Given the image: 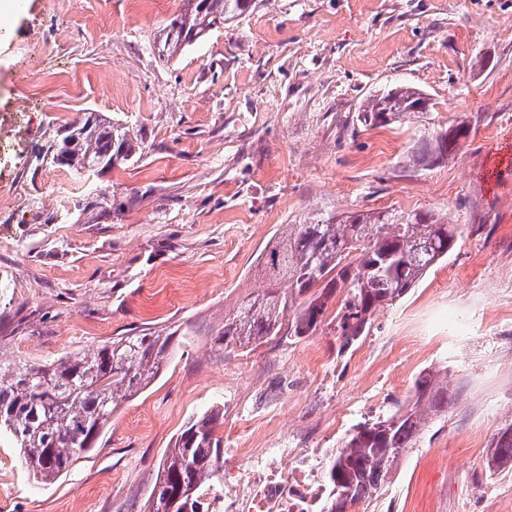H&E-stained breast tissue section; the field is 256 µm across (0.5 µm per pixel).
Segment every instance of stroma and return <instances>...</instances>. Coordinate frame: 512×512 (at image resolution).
<instances>
[{"instance_id": "35a3bbf8", "label": "stroma", "mask_w": 512, "mask_h": 512, "mask_svg": "<svg viewBox=\"0 0 512 512\" xmlns=\"http://www.w3.org/2000/svg\"><path fill=\"white\" fill-rule=\"evenodd\" d=\"M14 2L0 107L32 95L39 113L0 196V359L176 336L170 363L53 483L1 438L0 512H146L192 418L223 411L228 448H337L437 369L453 401L366 512H512V469L487 468L512 419V0H254L168 61L157 40L184 0ZM400 84L430 98L425 121L357 124ZM89 112L133 129L132 161L84 176L52 164ZM461 122L443 164L405 160L425 125ZM388 209L437 214L461 237L351 346L330 325L219 343L282 225Z\"/></svg>"}]
</instances>
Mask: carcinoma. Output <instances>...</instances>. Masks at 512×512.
<instances>
[{
  "mask_svg": "<svg viewBox=\"0 0 512 512\" xmlns=\"http://www.w3.org/2000/svg\"><path fill=\"white\" fill-rule=\"evenodd\" d=\"M159 36V56L170 60L206 32L247 14L253 0H186ZM418 90L396 86L367 102L357 121L386 126L414 123L427 114ZM446 128L417 138L406 154L414 166L439 165L459 144L443 147ZM65 166L76 171L129 162L139 150L130 129L93 113L66 131ZM458 227L432 213L402 210L353 212L335 222L313 217L285 230L259 256L254 290L224 316L218 341L248 348L287 330L310 336L326 324L328 303L346 289L334 316L345 347L370 329L373 315L403 297L455 248ZM285 283L289 292L278 291ZM293 311L289 323L285 314ZM176 331L119 336L95 349L45 365H17L0 359V433L22 451L33 477L51 483L86 456L112 413L148 386L169 361ZM448 382L423 374L416 399L365 423L350 434L325 469L327 491L316 512H353L378 496L391 469L411 447L430 416L448 411ZM218 410L190 420L169 449L157 475L149 512H199L198 493L224 481V444L217 435ZM489 469L512 466V420L494 433Z\"/></svg>",
  "mask_w": 512,
  "mask_h": 512,
  "instance_id": "carcinoma-1",
  "label": "carcinoma"
}]
</instances>
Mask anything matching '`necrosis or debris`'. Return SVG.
Masks as SVG:
<instances>
[{"label": "necrosis or debris", "mask_w": 512, "mask_h": 512, "mask_svg": "<svg viewBox=\"0 0 512 512\" xmlns=\"http://www.w3.org/2000/svg\"><path fill=\"white\" fill-rule=\"evenodd\" d=\"M323 448L224 451V488L205 490L204 512H311L324 491L315 459Z\"/></svg>", "instance_id": "4bbe7bcc"}]
</instances>
